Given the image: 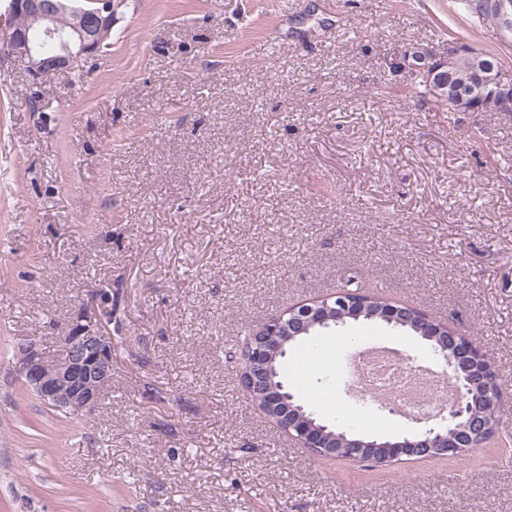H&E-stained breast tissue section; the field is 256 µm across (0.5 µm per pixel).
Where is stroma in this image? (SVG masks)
<instances>
[{"instance_id":"obj_1","label":"stroma","mask_w":512,"mask_h":512,"mask_svg":"<svg viewBox=\"0 0 512 512\" xmlns=\"http://www.w3.org/2000/svg\"><path fill=\"white\" fill-rule=\"evenodd\" d=\"M479 0H126L107 48L32 86L0 49V512H512V454L370 468L291 442L241 388L244 334L356 279L487 346L512 431V112L447 115L392 65L498 54ZM112 291V385L50 410L46 357ZM322 337L316 409L352 400Z\"/></svg>"}]
</instances>
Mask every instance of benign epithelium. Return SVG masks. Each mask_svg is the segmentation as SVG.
Here are the masks:
<instances>
[{"label": "benign epithelium", "mask_w": 512, "mask_h": 512, "mask_svg": "<svg viewBox=\"0 0 512 512\" xmlns=\"http://www.w3.org/2000/svg\"><path fill=\"white\" fill-rule=\"evenodd\" d=\"M122 0H9V22L0 24V45L24 63L33 84L61 71L74 68L83 59L99 55L106 34L112 30L116 10ZM448 98H458L454 82L453 56L437 62ZM475 90L493 87L501 105L512 109V80L494 64L474 60ZM366 296L338 289L320 299L290 307L259 324L239 354L245 378L241 387L260 411L276 410L272 422L300 447L326 458H350L372 464L366 453L378 444L359 435H338L340 448L326 447L331 436L296 407L283 386L270 383L273 356L268 341L283 346L313 329L332 332L365 317H379L392 328H411L432 342L431 351L444 364V371L456 390L452 410L443 407L420 427L384 444L393 459L403 456L454 458L460 440L484 435L482 448L512 446V439L500 430H488L487 409L502 407L496 384L492 353L472 337L448 323L437 320L421 309L388 301L383 312L367 310ZM20 375L39 399L61 411L75 415L92 413L105 389L112 382V337L103 333V316L82 305L71 318L60 338L56 356L46 358L34 342L21 343L17 349Z\"/></svg>", "instance_id": "obj_1"}]
</instances>
